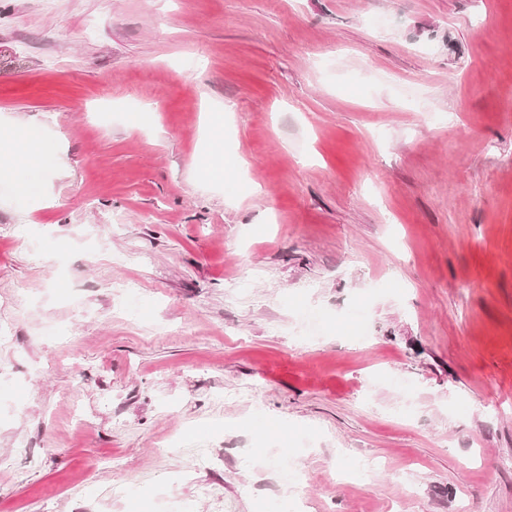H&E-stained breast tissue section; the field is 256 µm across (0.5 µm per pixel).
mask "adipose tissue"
Segmentation results:
<instances>
[{"label": "adipose tissue", "instance_id": "obj_1", "mask_svg": "<svg viewBox=\"0 0 512 512\" xmlns=\"http://www.w3.org/2000/svg\"><path fill=\"white\" fill-rule=\"evenodd\" d=\"M210 148L195 164L197 177L212 184H235L246 162L241 155L224 150L223 121L221 115L209 119ZM14 148L8 156L10 170L24 171V183L32 195L43 192L42 173L55 163L54 151L41 132L32 125L17 126L13 134Z\"/></svg>", "mask_w": 512, "mask_h": 512}]
</instances>
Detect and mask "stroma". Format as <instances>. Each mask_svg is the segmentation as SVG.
<instances>
[{
	"instance_id": "stroma-1",
	"label": "stroma",
	"mask_w": 512,
	"mask_h": 512,
	"mask_svg": "<svg viewBox=\"0 0 512 512\" xmlns=\"http://www.w3.org/2000/svg\"><path fill=\"white\" fill-rule=\"evenodd\" d=\"M21 123L0 512H512V0H0ZM223 121L221 115L209 119L211 134L210 148L195 164L197 177L208 183L224 185L235 184L241 170L247 162L239 154L224 151ZM12 138L14 148L8 156L9 169L24 171L26 177L23 181L29 193L41 196L42 173L47 166L56 162L55 153L33 125L17 126Z\"/></svg>"
}]
</instances>
